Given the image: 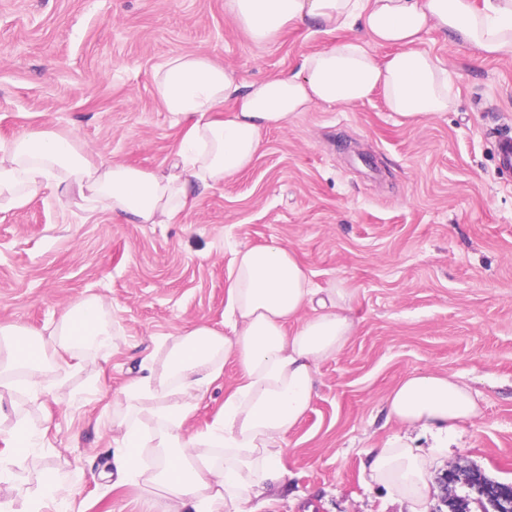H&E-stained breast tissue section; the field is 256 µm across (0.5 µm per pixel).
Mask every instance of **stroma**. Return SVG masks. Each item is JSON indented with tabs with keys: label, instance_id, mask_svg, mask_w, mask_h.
<instances>
[{
	"label": "stroma",
	"instance_id": "35a3bbf8",
	"mask_svg": "<svg viewBox=\"0 0 512 512\" xmlns=\"http://www.w3.org/2000/svg\"><path fill=\"white\" fill-rule=\"evenodd\" d=\"M336 40L304 26L254 43L224 0H0V141L54 130L154 170L182 135L154 91L163 59L203 51L255 81ZM422 46L454 75L448 111L404 118L379 91L315 105L266 133L252 166L178 223L64 210L47 189L0 211V326L49 334L89 295L120 325L106 358L0 411V430L22 420L39 434L17 449L0 502L28 512L52 473L65 489L42 512H163V499L109 471L122 390L185 326L221 327L234 250L271 242L315 286L354 288L358 325L321 365L318 393L287 437V484L256 512H409L369 487L365 451L398 432L385 398L419 370L464 379L482 406L449 438L433 479L475 469L512 483V178L495 150L496 132L512 129V59L474 64L435 30ZM238 379L225 364L185 434L212 423Z\"/></svg>",
	"mask_w": 512,
	"mask_h": 512
}]
</instances>
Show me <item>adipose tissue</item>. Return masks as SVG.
Instances as JSON below:
<instances>
[{
	"label": "adipose tissue",
	"mask_w": 512,
	"mask_h": 512,
	"mask_svg": "<svg viewBox=\"0 0 512 512\" xmlns=\"http://www.w3.org/2000/svg\"><path fill=\"white\" fill-rule=\"evenodd\" d=\"M224 11L258 44L308 24L353 35L304 55L297 69L249 83L208 54L171 55L153 74L166 112L183 124L170 172L94 159L68 134L23 132L0 142V209L47 187L64 208L77 193L115 220L174 224L201 194L253 164L266 131L314 105H354L379 89L403 117L448 111L453 77L423 49L428 31L451 37L478 62L512 58V0H224ZM373 44L391 55L376 60ZM353 299L342 281L314 287L281 244L235 251L228 330L183 329L162 371L146 357L144 376L124 388L112 439L116 469L158 491L164 512H254L253 501L288 480L287 435L312 403L319 365L355 333ZM307 307L313 313L305 318ZM114 334L95 295L73 305L47 338L19 324L0 326V408L16 393H43L51 375L79 365L85 350L109 351ZM230 359L240 379L220 415L184 436ZM386 407L401 431L368 449L370 483L409 502L411 512H425L433 461L450 432L480 417L479 403L466 383L419 371L391 392ZM420 432L431 438L428 449L417 443Z\"/></svg>",
	"instance_id": "ef3b65f1"
}]
</instances>
